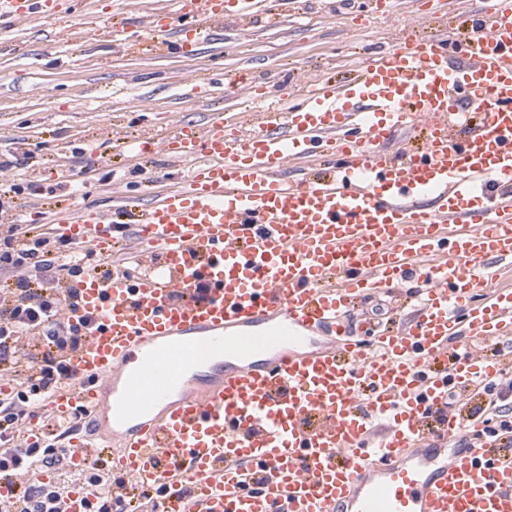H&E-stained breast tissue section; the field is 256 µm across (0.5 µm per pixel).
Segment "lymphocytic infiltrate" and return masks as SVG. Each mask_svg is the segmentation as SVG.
I'll return each mask as SVG.
<instances>
[{
  "mask_svg": "<svg viewBox=\"0 0 512 512\" xmlns=\"http://www.w3.org/2000/svg\"><path fill=\"white\" fill-rule=\"evenodd\" d=\"M0 268L15 272L12 284L0 287V374L12 384L11 392L0 396V480L14 485L11 499H0V512H61L64 486H18L14 480L66 460L63 424L33 443L20 435L30 408L68 379L65 353L87 339L89 319L76 314L75 282L92 271L109 279L116 269L131 271L133 264L115 266L111 258L79 250L57 235L26 240L20 238L18 225L1 224ZM482 394L484 401L470 410V418L482 424L484 439L494 447L511 448L512 380H490ZM77 479L93 491L86 512H129L134 500L154 503L160 497L147 489L135 497L117 493L121 480L99 457L91 459Z\"/></svg>",
  "mask_w": 512,
  "mask_h": 512,
  "instance_id": "1",
  "label": "lymphocytic infiltrate"
}]
</instances>
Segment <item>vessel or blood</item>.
Here are the masks:
<instances>
[{
    "label": "vessel or blood",
    "instance_id": "obj_1",
    "mask_svg": "<svg viewBox=\"0 0 512 512\" xmlns=\"http://www.w3.org/2000/svg\"><path fill=\"white\" fill-rule=\"evenodd\" d=\"M57 0H0V24L48 19ZM253 0H171L113 26L120 47L171 53L215 43ZM401 44L339 87L308 77L300 105L209 118L137 143L195 158L183 184L127 228L146 268L78 283L87 340L70 378L27 419L91 416L67 465L108 458L125 482L162 491L159 512H512V450L448 449V388L493 379L479 344L512 336V291L473 296L512 259V0L467 37ZM421 130L392 149L398 130ZM328 176L293 178L310 156ZM116 215L84 206L54 234L118 242ZM417 282L396 332L354 339L363 295ZM208 288L197 296L198 285ZM317 333L329 345L308 349Z\"/></svg>",
    "mask_w": 512,
    "mask_h": 512
}]
</instances>
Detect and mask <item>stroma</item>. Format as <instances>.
I'll use <instances>...</instances> for the list:
<instances>
[{"mask_svg": "<svg viewBox=\"0 0 512 512\" xmlns=\"http://www.w3.org/2000/svg\"><path fill=\"white\" fill-rule=\"evenodd\" d=\"M268 24L242 29L224 22V39L194 55H170L141 41L115 53L107 29L88 33L90 20L79 0H58L47 39L40 22L0 28V161L14 160L19 192L0 224L33 234L78 205L111 210L114 191L150 205L181 186L186 164L163 151L133 155L131 142L160 137L183 123L201 122L207 110L245 121L249 106L241 90L203 85L188 93L182 73L223 71L227 80L250 72L265 82L264 104H287L283 86L301 70L319 72L342 85L377 47L401 39L405 0H391L388 13L369 14L370 0H353L351 11L331 0H259ZM492 0H429L423 28L430 34L470 27L476 11ZM74 170L76 180L60 174ZM413 284L390 296L362 298L353 319L359 331L370 323L397 324Z\"/></svg>", "mask_w": 512, "mask_h": 512, "instance_id": "stroma-1", "label": "stroma"}]
</instances>
